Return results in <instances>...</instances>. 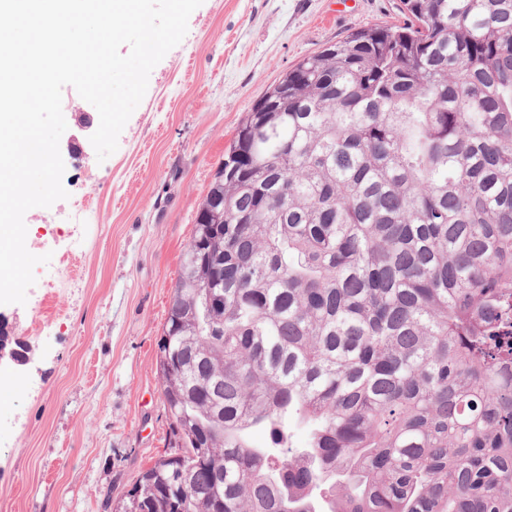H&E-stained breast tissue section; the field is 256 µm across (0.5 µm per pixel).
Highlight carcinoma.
Returning <instances> with one entry per match:
<instances>
[{
  "label": "carcinoma",
  "instance_id": "cac0c4a2",
  "mask_svg": "<svg viewBox=\"0 0 512 512\" xmlns=\"http://www.w3.org/2000/svg\"><path fill=\"white\" fill-rule=\"evenodd\" d=\"M401 3L239 124L113 512H512V0Z\"/></svg>",
  "mask_w": 512,
  "mask_h": 512
}]
</instances>
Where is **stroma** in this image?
<instances>
[{"mask_svg": "<svg viewBox=\"0 0 512 512\" xmlns=\"http://www.w3.org/2000/svg\"><path fill=\"white\" fill-rule=\"evenodd\" d=\"M399 0H203L183 41L152 70L110 168L90 177L80 118L96 109L65 87L63 185L95 214L81 243L25 217L34 269L25 304L0 324L28 357L0 360V512H105L164 452L158 375L163 331L195 216L240 122L303 57L351 31L402 21Z\"/></svg>", "mask_w": 512, "mask_h": 512, "instance_id": "1", "label": "stroma"}]
</instances>
